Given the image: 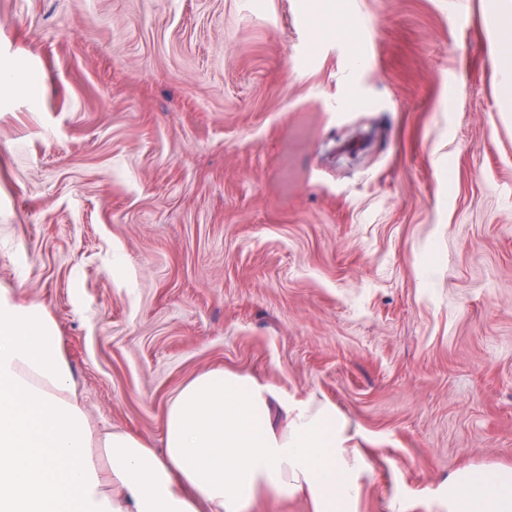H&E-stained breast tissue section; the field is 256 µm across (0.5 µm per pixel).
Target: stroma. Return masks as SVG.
I'll list each match as a JSON object with an SVG mask.
<instances>
[{"label": "stroma", "mask_w": 512, "mask_h": 512, "mask_svg": "<svg viewBox=\"0 0 512 512\" xmlns=\"http://www.w3.org/2000/svg\"><path fill=\"white\" fill-rule=\"evenodd\" d=\"M512 0H0V289L97 427L221 368L330 402L358 512L512 466Z\"/></svg>", "instance_id": "35a3bbf8"}]
</instances>
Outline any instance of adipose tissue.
Returning a JSON list of instances; mask_svg holds the SVG:
<instances>
[{"label":"adipose tissue","mask_w":512,"mask_h":512,"mask_svg":"<svg viewBox=\"0 0 512 512\" xmlns=\"http://www.w3.org/2000/svg\"><path fill=\"white\" fill-rule=\"evenodd\" d=\"M221 369L169 401L162 452L92 425L52 317L0 289V512H246L261 487L304 494L312 512H357L367 472L330 404L286 403ZM448 512H512V468L465 467Z\"/></svg>","instance_id":"obj_1"}]
</instances>
